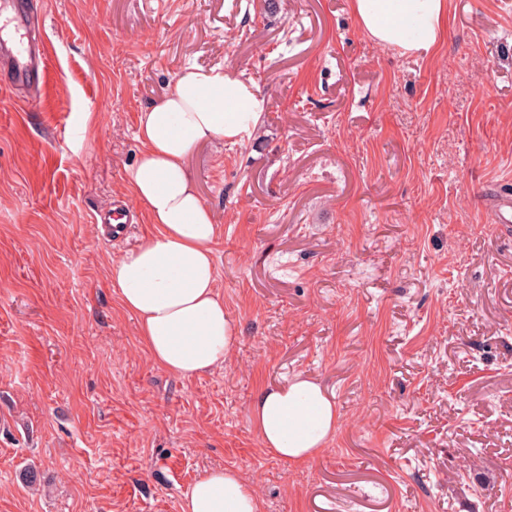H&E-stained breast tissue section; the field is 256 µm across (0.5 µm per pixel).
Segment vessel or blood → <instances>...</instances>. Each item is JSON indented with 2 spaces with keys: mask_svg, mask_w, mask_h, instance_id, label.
Masks as SVG:
<instances>
[{
  "mask_svg": "<svg viewBox=\"0 0 512 512\" xmlns=\"http://www.w3.org/2000/svg\"><path fill=\"white\" fill-rule=\"evenodd\" d=\"M34 17V0H0V71L12 87L43 91L51 80L48 47L31 36ZM488 209L495 223L512 222L511 195H495Z\"/></svg>",
  "mask_w": 512,
  "mask_h": 512,
  "instance_id": "obj_1",
  "label": "vessel or blood"
}]
</instances>
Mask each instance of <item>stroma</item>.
<instances>
[{
	"instance_id": "obj_1",
	"label": "stroma",
	"mask_w": 512,
	"mask_h": 512,
	"mask_svg": "<svg viewBox=\"0 0 512 512\" xmlns=\"http://www.w3.org/2000/svg\"><path fill=\"white\" fill-rule=\"evenodd\" d=\"M47 99L0 81V512H180L212 467L263 512H512V0H450L427 55L350 0H37ZM229 67L259 134L189 171L219 225L224 369L166 373L108 280L153 234L128 172L141 109ZM132 208L120 238L99 214ZM303 374L333 396L295 465L249 422ZM38 474L26 484L25 469ZM488 209L496 224L512 222V197L510 194H498L489 199Z\"/></svg>"
}]
</instances>
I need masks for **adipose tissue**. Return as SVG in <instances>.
I'll use <instances>...</instances> for the list:
<instances>
[{
	"label": "adipose tissue",
	"mask_w": 512,
	"mask_h": 512,
	"mask_svg": "<svg viewBox=\"0 0 512 512\" xmlns=\"http://www.w3.org/2000/svg\"><path fill=\"white\" fill-rule=\"evenodd\" d=\"M351 10L375 43L428 53L444 32L448 0H351ZM262 112V99L233 69L190 67L175 74L159 103L139 113L143 150L129 183L158 231L114 260L108 278L136 316L154 364L182 378L222 369L236 339L215 287L218 226L187 161L199 145L251 139ZM249 420L272 454L303 464L326 447L338 415L323 388L299 375L262 391ZM181 512H261V504L239 471L215 468L191 486Z\"/></svg>",
	"instance_id": "ef3b65f1"
}]
</instances>
